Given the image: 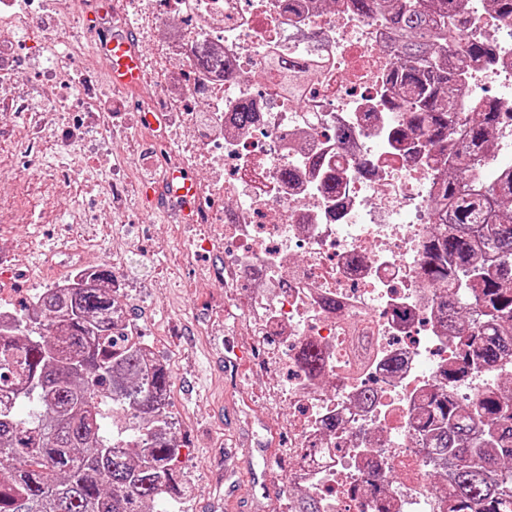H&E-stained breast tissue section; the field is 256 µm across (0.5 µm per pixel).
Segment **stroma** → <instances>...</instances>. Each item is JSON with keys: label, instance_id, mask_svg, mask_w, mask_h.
I'll return each mask as SVG.
<instances>
[{"label": "stroma", "instance_id": "obj_1", "mask_svg": "<svg viewBox=\"0 0 512 512\" xmlns=\"http://www.w3.org/2000/svg\"><path fill=\"white\" fill-rule=\"evenodd\" d=\"M141 15L128 13L126 26L145 49L147 79L138 90H114L96 82L99 100H118L108 141L94 149L93 128L71 117L62 129L64 103L82 94L81 84L62 90L42 80L49 63L70 73L104 71L85 33L74 32L59 0H45L33 31L12 30L15 51L0 96L27 101L18 115H0V274L11 283L14 299L49 287L66 268L45 258L59 235L75 250L89 249L95 267L120 275L121 294L141 327V340L154 350L170 376L173 431L181 446L180 467L192 488L184 512H286L287 477H265L267 453L287 460L291 439L287 402L275 399L281 371L259 375L254 359L241 361L238 375L208 363V355L244 348L246 324H233L211 308L218 298L232 310L244 307L239 289L213 275L223 266L220 250L194 252L195 225L180 220L174 206L160 207L148 190L163 166L153 152L156 140L141 121L144 95L159 96L161 83L183 75L184 61L160 54L147 38ZM52 39L54 53L34 49L33 38ZM121 177L122 191L112 189ZM235 449L233 469L224 453Z\"/></svg>", "mask_w": 512, "mask_h": 512}]
</instances>
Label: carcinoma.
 <instances>
[{
  "mask_svg": "<svg viewBox=\"0 0 512 512\" xmlns=\"http://www.w3.org/2000/svg\"><path fill=\"white\" fill-rule=\"evenodd\" d=\"M464 0H350L352 12L391 25L403 63L387 74L408 109L391 140L418 157L448 163L433 210L435 227L421 276L444 288L466 320L456 331L462 364L443 371L440 388L423 401L414 437L453 467L447 512H512V385L489 390L467 408L448 395L466 373H512V168L494 183L463 189L457 174L477 167L496 149L503 113L489 107L460 123L454 94L458 68L449 64L448 27L460 21ZM201 71L220 66L203 43L190 47ZM311 68L294 72L284 92L305 97ZM112 273L96 269L55 287L20 311H0V512H147L165 498L182 512L190 490L178 469L180 448L168 405L169 374L148 363L140 343L114 322L118 306ZM301 368L321 369L313 348ZM130 411L142 448L112 446L103 410ZM28 412L17 414L19 405ZM288 512H322L320 502L295 494Z\"/></svg>",
  "mask_w": 512,
  "mask_h": 512,
  "instance_id": "obj_1",
  "label": "carcinoma"
}]
</instances>
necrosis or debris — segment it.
Masks as SVG:
<instances>
[{
  "instance_id": "4bbe7bcc",
  "label": "necrosis or debris",
  "mask_w": 512,
  "mask_h": 512,
  "mask_svg": "<svg viewBox=\"0 0 512 512\" xmlns=\"http://www.w3.org/2000/svg\"><path fill=\"white\" fill-rule=\"evenodd\" d=\"M168 4L166 47H185L192 36L230 64L209 76L205 91L190 79L163 103L180 117L183 167L224 161L209 207L193 215L201 228L197 246L229 250L218 273L225 284L239 286L245 271H258L250 344L288 348L279 362L288 384L278 396L296 411L288 423L296 437L289 485L318 497L323 512H370L371 481L400 469L406 479L387 487L388 512H444L446 485L432 478L440 466L411 428L442 369L458 363L457 343L434 318L441 295L420 275L444 167L411 160L390 142L400 118L383 105L385 75L399 60L391 28L335 0H316L299 13L281 0ZM479 39L491 43L493 63L463 56ZM448 41L463 73L458 111L491 104L512 112V21L498 17L488 0H469ZM276 58L317 62L302 106L287 100ZM192 99L212 109L210 138L195 135ZM244 102L256 121L242 130L232 117ZM339 126L351 132L342 144L331 136ZM319 155L331 159L336 195L326 193L323 175L309 164ZM288 169L295 180L284 178ZM311 343L323 359L315 377L297 362ZM366 389L374 396L364 403Z\"/></svg>"
}]
</instances>
